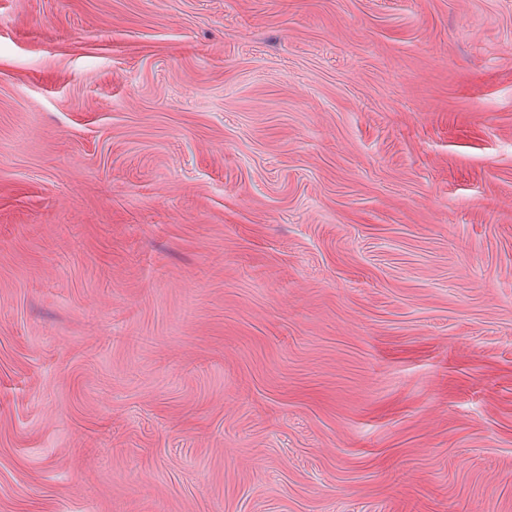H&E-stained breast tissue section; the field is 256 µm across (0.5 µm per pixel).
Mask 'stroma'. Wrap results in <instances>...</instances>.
<instances>
[{"label":"stroma","mask_w":512,"mask_h":512,"mask_svg":"<svg viewBox=\"0 0 512 512\" xmlns=\"http://www.w3.org/2000/svg\"><path fill=\"white\" fill-rule=\"evenodd\" d=\"M0 512H512V0H0Z\"/></svg>","instance_id":"35a3bbf8"}]
</instances>
